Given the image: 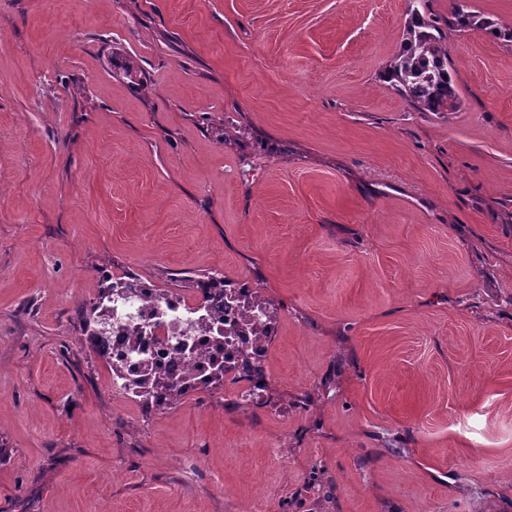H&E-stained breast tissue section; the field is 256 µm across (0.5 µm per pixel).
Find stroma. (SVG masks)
<instances>
[{
    "instance_id": "35a3bbf8",
    "label": "stroma",
    "mask_w": 512,
    "mask_h": 512,
    "mask_svg": "<svg viewBox=\"0 0 512 512\" xmlns=\"http://www.w3.org/2000/svg\"><path fill=\"white\" fill-rule=\"evenodd\" d=\"M0 0V512H512V0ZM275 307L265 406L141 415L102 273ZM403 53L384 79L408 102L427 112H455L461 100L448 71V54L435 22L425 14L426 0H412Z\"/></svg>"
}]
</instances>
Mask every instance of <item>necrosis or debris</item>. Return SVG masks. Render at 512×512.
Returning a JSON list of instances; mask_svg holds the SVG:
<instances>
[{
    "mask_svg": "<svg viewBox=\"0 0 512 512\" xmlns=\"http://www.w3.org/2000/svg\"><path fill=\"white\" fill-rule=\"evenodd\" d=\"M131 288L128 296L113 297L112 331L102 342L113 362L122 366L125 380L141 378L145 363L180 375L190 369L201 370L222 353L228 361L240 363L263 352L261 341L251 329L258 321L257 313L244 307L250 288L224 291V310L217 314L212 328L230 333L232 343L221 351L215 348L210 333L192 332L197 321L196 298L174 292L161 301L156 288L142 280L132 282ZM138 331L143 334L142 352L135 358L130 354V337ZM185 340L190 341L191 352L179 351V343Z\"/></svg>",
    "mask_w": 512,
    "mask_h": 512,
    "instance_id": "necrosis-or-debris-1",
    "label": "necrosis or debris"
}]
</instances>
